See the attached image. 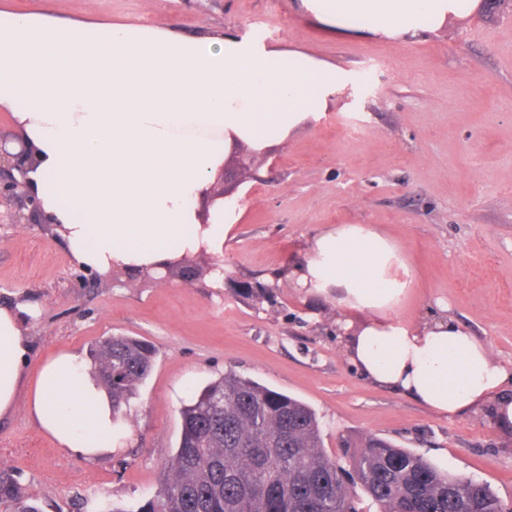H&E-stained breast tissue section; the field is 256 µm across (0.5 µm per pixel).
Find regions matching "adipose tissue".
I'll list each match as a JSON object with an SVG mask.
<instances>
[{
    "instance_id": "1",
    "label": "adipose tissue",
    "mask_w": 512,
    "mask_h": 512,
    "mask_svg": "<svg viewBox=\"0 0 512 512\" xmlns=\"http://www.w3.org/2000/svg\"><path fill=\"white\" fill-rule=\"evenodd\" d=\"M481 0H300L332 34L400 38L476 13ZM344 69L298 49L229 33L165 25L84 23L0 11V112L33 150L28 186L80 266L101 273L163 272L230 234L222 210L209 225L197 204L234 145L257 152L327 111ZM311 295L344 314L345 354L368 381L436 414L492 405L512 425L504 389L512 370L475 336L435 312L409 320L408 265L361 224L320 235L294 270ZM32 303L0 301V421L19 396L57 447L86 461L127 447L131 427L90 361L63 351L24 369Z\"/></svg>"
}]
</instances>
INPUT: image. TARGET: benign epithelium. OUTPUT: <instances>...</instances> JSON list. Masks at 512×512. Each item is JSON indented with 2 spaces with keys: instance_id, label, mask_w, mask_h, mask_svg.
Returning a JSON list of instances; mask_svg holds the SVG:
<instances>
[{
  "instance_id": "7a95c632",
  "label": "benign epithelium",
  "mask_w": 512,
  "mask_h": 512,
  "mask_svg": "<svg viewBox=\"0 0 512 512\" xmlns=\"http://www.w3.org/2000/svg\"><path fill=\"white\" fill-rule=\"evenodd\" d=\"M10 143L19 144L20 151L10 152L7 148ZM27 158V147L18 135L0 132V207L6 209V216L13 224H45L41 202L27 188ZM218 199L227 207L235 202L242 203L240 199L234 200L227 189L215 184L201 200V223H208L209 207Z\"/></svg>"
}]
</instances>
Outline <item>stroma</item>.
Instances as JSON below:
<instances>
[{"mask_svg": "<svg viewBox=\"0 0 512 512\" xmlns=\"http://www.w3.org/2000/svg\"><path fill=\"white\" fill-rule=\"evenodd\" d=\"M1 10L225 31L303 50L371 85L358 107L337 97L264 153L255 177L230 182L244 209L224 242L223 287L204 272L190 282L86 283L45 225L0 223V298L39 310L33 363L118 335L156 351L125 409L129 445L110 458L57 448L23 403L0 422V469L42 512H137L178 446L183 405L227 372L310 405L329 455L342 439L377 435L512 503V427L486 407L438 415L363 379L344 355L340 309L291 276L323 232L369 226L410 267L405 316L446 303L448 317L512 367V0H483L469 17L398 40L332 36L298 0H0ZM349 124L356 138L344 135ZM244 281L273 284L271 301L242 298Z\"/></svg>", "mask_w": 512, "mask_h": 512, "instance_id": "stroma-1", "label": "stroma"}]
</instances>
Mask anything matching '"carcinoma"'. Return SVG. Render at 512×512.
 I'll use <instances>...</instances> for the list:
<instances>
[{
	"mask_svg": "<svg viewBox=\"0 0 512 512\" xmlns=\"http://www.w3.org/2000/svg\"><path fill=\"white\" fill-rule=\"evenodd\" d=\"M92 357L119 411L148 377L154 350L112 336ZM181 418L178 447L139 512H365L345 489L351 471L378 512H512L488 483L444 472L375 435L346 439L342 456H330L308 404L231 372L194 395ZM1 503L39 512L3 472Z\"/></svg>",
	"mask_w": 512,
	"mask_h": 512,
	"instance_id": "obj_1",
	"label": "carcinoma"
}]
</instances>
